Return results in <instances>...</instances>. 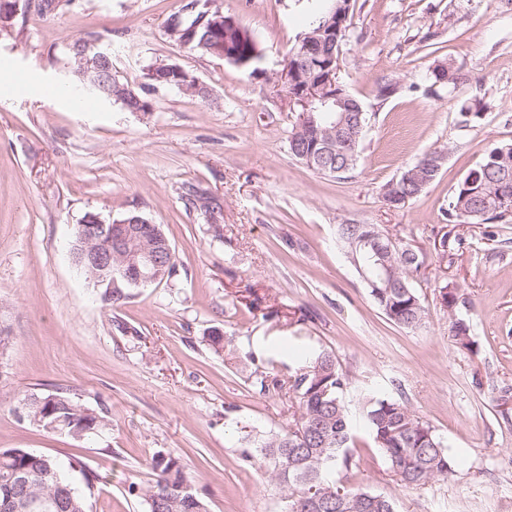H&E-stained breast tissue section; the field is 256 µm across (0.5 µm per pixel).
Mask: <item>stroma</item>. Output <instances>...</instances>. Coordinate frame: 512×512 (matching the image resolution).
Here are the masks:
<instances>
[{
	"label": "stroma",
	"instance_id": "1",
	"mask_svg": "<svg viewBox=\"0 0 512 512\" xmlns=\"http://www.w3.org/2000/svg\"><path fill=\"white\" fill-rule=\"evenodd\" d=\"M189 0H73L0 25V448L81 463L103 483L90 512H148L130 485L154 483L156 454L178 459L210 512H284L280 489L246 461V434L287 430L291 402L255 383L289 379L299 353L331 352L352 391L404 401L444 438L454 471L400 487L366 433L338 484L392 496L396 512H512V215L455 224L445 211L493 145L512 143V0H354L337 77L368 114L348 178L295 160L301 107L280 75L305 0H217L260 41L257 70L181 45L167 30ZM112 50V70L150 112L76 84L75 41ZM176 64L208 89H152ZM458 70L434 84V67ZM396 88L388 98L379 85ZM477 112L463 121L462 108ZM447 158L399 207L384 186L424 154ZM139 214L175 257L171 280L109 293L72 260L77 224ZM375 224L424 257L423 326L376 306L336 227ZM456 289L473 348L448 336L441 287ZM218 329L224 349L210 346ZM63 389L107 410L102 434L75 438L20 419L21 398Z\"/></svg>",
	"mask_w": 512,
	"mask_h": 512
}]
</instances>
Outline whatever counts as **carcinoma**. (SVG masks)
<instances>
[{
  "label": "carcinoma",
  "mask_w": 512,
  "mask_h": 512,
  "mask_svg": "<svg viewBox=\"0 0 512 512\" xmlns=\"http://www.w3.org/2000/svg\"><path fill=\"white\" fill-rule=\"evenodd\" d=\"M242 67L262 59V49L250 35L234 46ZM512 171V143L488 149L474 168L476 179L461 180L448 203V220L460 224L498 220L503 212L495 200L477 207V200ZM373 230L370 224H339L336 242L348 248L347 240ZM381 250H391L402 288H369V294L389 321L414 330L422 326L426 311L416 288L424 258L410 257L407 247L389 239L377 242ZM354 264L367 283H380L383 276L379 257L367 250L356 255ZM349 377L335 357L325 350L305 354L302 366L289 389L298 399L294 424L282 433L254 440L256 458L272 482L284 492L285 512H394L392 497L364 487L341 488L329 479L340 463L350 458L347 450L353 439V413L344 401ZM28 419L47 430L86 436L97 435L109 425L107 412L89 408L64 391H36L25 394ZM363 418L376 448L401 487L426 485L452 472L447 445L436 430L403 401L371 397L362 405ZM152 468L156 479L143 490L145 499L159 500L161 512H209L206 499L191 491L189 480L178 460L158 454ZM83 486L77 487L53 457L31 453L26 448L0 450V512H89L102 476L82 470Z\"/></svg>",
  "instance_id": "1"
}]
</instances>
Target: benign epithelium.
<instances>
[{
	"instance_id": "benign-epithelium-1",
	"label": "benign epithelium",
	"mask_w": 512,
	"mask_h": 512,
	"mask_svg": "<svg viewBox=\"0 0 512 512\" xmlns=\"http://www.w3.org/2000/svg\"><path fill=\"white\" fill-rule=\"evenodd\" d=\"M198 20L191 26H177L173 33L185 46L192 45L198 38L200 30L208 33V39L201 46L214 55L233 61L235 57L228 50V35L234 31L244 32L241 23L233 16L226 15L219 8H212V2L205 5ZM305 49L316 51L315 60L307 61L301 68L286 67L284 87L289 95L303 108L301 123L292 138L293 151H298L302 140L313 137L321 144L317 154H307L304 159L309 166L322 167L321 160L334 155L338 158H349L361 136L365 122L362 121L363 109L356 99L344 92L336 91L335 63L336 24L332 21L321 24L300 38ZM177 74L176 86L188 94L205 96L207 89L198 80L191 77L183 69L171 65L160 64L150 69L156 72ZM73 72L83 82L85 88L108 99H115L134 112L139 106L131 104L119 77L112 73V53L97 48L89 43H82L74 58ZM326 109L336 113L332 128L323 129L316 125L313 112ZM443 162V154L434 151L426 155V160L403 172V178L413 182L417 189L425 188L433 181L432 174L439 171ZM498 208L509 211L512 209V177L506 176L492 194ZM146 223L141 217L134 216L117 222H107L97 214L89 213L78 225L79 252L74 254L75 263L87 271L99 283L107 282L101 272L112 269V257L122 259L120 274L125 280L137 285H149L163 275L160 250L150 245H143L134 250L129 246L138 234V225Z\"/></svg>"
}]
</instances>
